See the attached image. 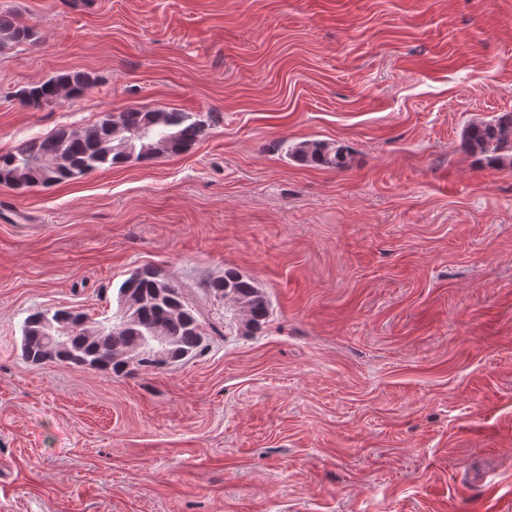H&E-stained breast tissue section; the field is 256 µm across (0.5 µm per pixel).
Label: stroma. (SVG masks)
<instances>
[{"label":"stroma","mask_w":512,"mask_h":512,"mask_svg":"<svg viewBox=\"0 0 512 512\" xmlns=\"http://www.w3.org/2000/svg\"><path fill=\"white\" fill-rule=\"evenodd\" d=\"M0 153L130 106L178 154L0 187V512H512V0H0ZM99 83L50 108L28 85ZM349 149L336 171L295 143ZM153 265L219 326L117 376L21 356L33 309L102 319ZM271 302L246 336L206 282ZM34 29L15 14L0 11V48L30 42ZM95 83V77L90 73L69 72L39 84L24 87L19 90L17 96L22 105L40 109L55 105L63 99H77ZM464 145L480 155L491 167L512 169V113L506 112L490 122L471 123L464 131ZM292 156L303 164L343 170L348 162V149L336 141L306 140L292 146Z\"/></svg>","instance_id":"1"}]
</instances>
